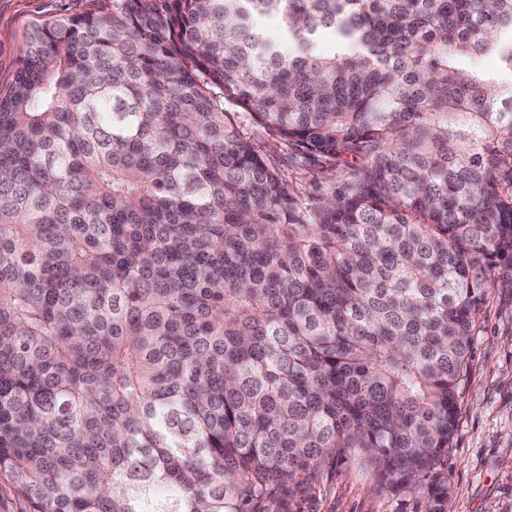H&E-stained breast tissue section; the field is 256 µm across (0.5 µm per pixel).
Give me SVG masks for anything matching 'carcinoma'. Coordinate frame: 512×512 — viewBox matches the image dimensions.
<instances>
[{
  "label": "carcinoma",
  "instance_id": "carcinoma-1",
  "mask_svg": "<svg viewBox=\"0 0 512 512\" xmlns=\"http://www.w3.org/2000/svg\"><path fill=\"white\" fill-rule=\"evenodd\" d=\"M103 2L0 97V477L25 512H305L359 456L438 493L512 269V0ZM226 102L343 174L302 199Z\"/></svg>",
  "mask_w": 512,
  "mask_h": 512
}]
</instances>
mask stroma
Masks as SVG:
<instances>
[{
  "label": "stroma",
  "instance_id": "35a3bbf8",
  "mask_svg": "<svg viewBox=\"0 0 512 512\" xmlns=\"http://www.w3.org/2000/svg\"><path fill=\"white\" fill-rule=\"evenodd\" d=\"M100 0H0V95L12 85L25 40L47 21L96 11ZM262 154L300 196L317 173L288 161V149L226 104ZM456 431L444 462L441 497L384 489L357 458L337 467L309 512H512V271H497L471 338L457 397Z\"/></svg>",
  "mask_w": 512,
  "mask_h": 512
}]
</instances>
